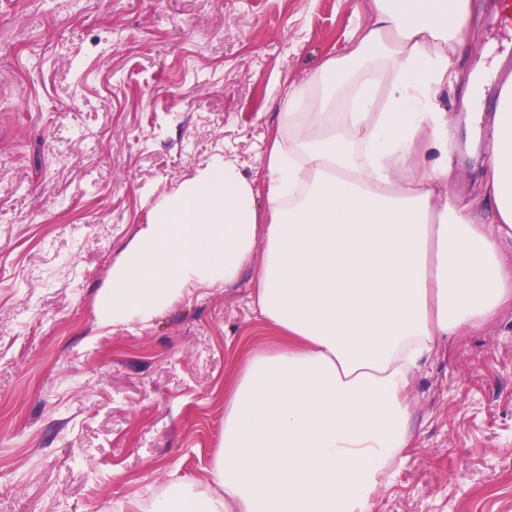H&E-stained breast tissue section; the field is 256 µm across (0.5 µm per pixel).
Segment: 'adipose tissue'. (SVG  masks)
<instances>
[{
    "label": "adipose tissue",
    "mask_w": 512,
    "mask_h": 512,
    "mask_svg": "<svg viewBox=\"0 0 512 512\" xmlns=\"http://www.w3.org/2000/svg\"><path fill=\"white\" fill-rule=\"evenodd\" d=\"M373 2L368 27L281 98L260 178L211 158L151 203L96 297L100 324H147L263 254L252 305L275 343L224 389L213 486L172 483L149 512H370L414 446L415 372L512 305V86L480 219L454 192L440 99L472 0Z\"/></svg>",
    "instance_id": "adipose-tissue-1"
}]
</instances>
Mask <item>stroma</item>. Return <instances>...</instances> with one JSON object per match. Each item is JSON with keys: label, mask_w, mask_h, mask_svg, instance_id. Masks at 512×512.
Returning a JSON list of instances; mask_svg holds the SVG:
<instances>
[{"label": "stroma", "mask_w": 512, "mask_h": 512, "mask_svg": "<svg viewBox=\"0 0 512 512\" xmlns=\"http://www.w3.org/2000/svg\"><path fill=\"white\" fill-rule=\"evenodd\" d=\"M469 76L512 65L495 0H474ZM372 0H0V512H133L171 483L211 485L224 382L272 343L253 256L148 325L101 327L97 292L150 198L212 156L260 172L278 102ZM453 118L458 196L478 189L489 126ZM417 445L372 512H512V307L461 330L412 383Z\"/></svg>", "instance_id": "1"}]
</instances>
